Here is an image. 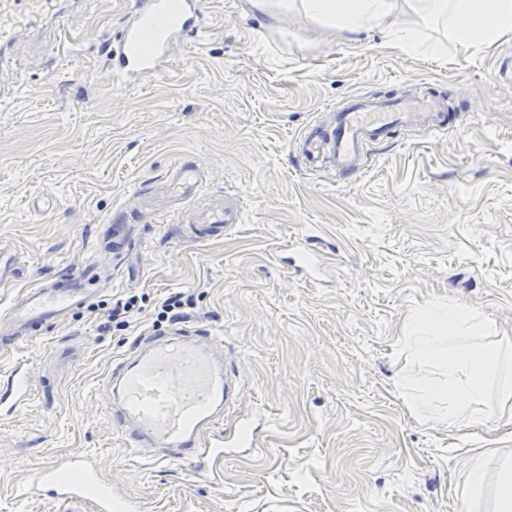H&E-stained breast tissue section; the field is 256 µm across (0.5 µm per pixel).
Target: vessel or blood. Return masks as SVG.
<instances>
[{"label":"vessel or blood","mask_w":512,"mask_h":512,"mask_svg":"<svg viewBox=\"0 0 512 512\" xmlns=\"http://www.w3.org/2000/svg\"><path fill=\"white\" fill-rule=\"evenodd\" d=\"M201 6L202 0H138L109 52L114 75H154L176 41L197 37ZM443 112L441 102L428 94L389 105L354 99L342 109L328 136L310 137L309 162L315 165L329 156L336 173H347L368 139L386 136L420 117L438 125ZM67 280L65 288L31 290L7 310L11 330L0 336V349L86 304L90 298L88 274L73 272ZM109 382L115 397L109 414L129 446L155 449L157 461L176 462L197 473L210 450L223 447L225 436L217 425L233 399L234 384L223 363L216 359L212 343L154 339L148 351L133 353L121 362L111 372ZM26 389L24 377L10 374L0 385V408L17 409L26 399ZM36 489L60 503L94 502L98 512L134 509L130 500L113 493L108 480L85 456L41 468Z\"/></svg>","instance_id":"1"}]
</instances>
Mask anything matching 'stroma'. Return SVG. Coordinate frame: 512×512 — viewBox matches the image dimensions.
I'll return each mask as SVG.
<instances>
[{
	"label": "stroma",
	"mask_w": 512,
	"mask_h": 512,
	"mask_svg": "<svg viewBox=\"0 0 512 512\" xmlns=\"http://www.w3.org/2000/svg\"><path fill=\"white\" fill-rule=\"evenodd\" d=\"M134 7L0 0V255L22 267L0 282V330L30 289L100 271L91 302L0 350V380L19 368L30 382L0 416V512H96L30 490L74 455L142 512H494L512 426L419 423L393 352L411 303L434 295L512 339V37L464 51L418 18L409 51L203 0L199 39L119 79L108 52ZM424 92L447 105L443 128L395 130L348 176L298 152L355 97ZM226 212L224 232L189 234ZM296 242L313 272L285 263ZM173 292L191 316L162 333L219 337L238 375L224 428H258L203 477L129 449L103 386ZM132 295L127 326L101 330L98 303Z\"/></svg>",
	"instance_id": "1"
}]
</instances>
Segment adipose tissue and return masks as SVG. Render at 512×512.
Returning a JSON list of instances; mask_svg holds the SVG:
<instances>
[{
    "label": "adipose tissue",
    "mask_w": 512,
    "mask_h": 512,
    "mask_svg": "<svg viewBox=\"0 0 512 512\" xmlns=\"http://www.w3.org/2000/svg\"><path fill=\"white\" fill-rule=\"evenodd\" d=\"M263 9L302 15L328 30L360 32L381 28L391 41L416 48L418 31L408 15L441 18L452 39L467 50L512 36V0H252Z\"/></svg>",
    "instance_id": "adipose-tissue-1"
}]
</instances>
